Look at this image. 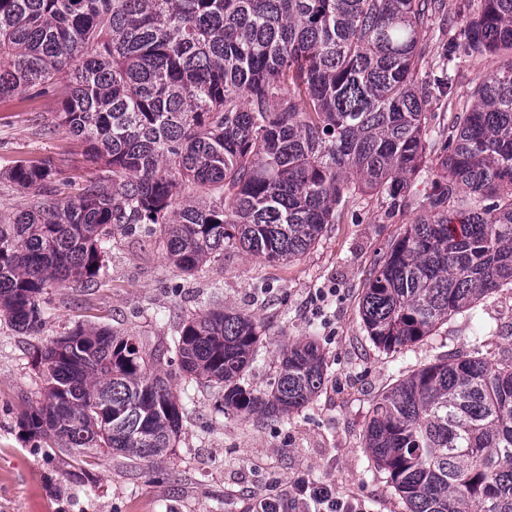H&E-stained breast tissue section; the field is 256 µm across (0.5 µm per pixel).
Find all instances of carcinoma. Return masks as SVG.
<instances>
[{
    "label": "carcinoma",
    "mask_w": 512,
    "mask_h": 512,
    "mask_svg": "<svg viewBox=\"0 0 512 512\" xmlns=\"http://www.w3.org/2000/svg\"><path fill=\"white\" fill-rule=\"evenodd\" d=\"M441 0H0V98L65 92L54 128L104 175L74 197L48 161L5 176L32 192L0 215V317L37 332L49 290L97 288L120 230L155 236L191 275L224 250L292 261L360 195L394 206L424 167L428 106L453 101L447 68L420 76ZM448 59L500 57L440 142L429 214L405 225L369 273L360 314L386 352L431 336L512 288V0H480ZM258 322L206 309L164 349L77 326L34 349L41 399L31 437L78 454L155 459L175 447L187 402L162 367L223 391V409L287 416L322 391L313 341L282 349L271 390L240 383ZM366 448L406 512H512V356L410 369L376 400Z\"/></svg>",
    "instance_id": "1"
}]
</instances>
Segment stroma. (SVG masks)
<instances>
[{
  "mask_svg": "<svg viewBox=\"0 0 512 512\" xmlns=\"http://www.w3.org/2000/svg\"><path fill=\"white\" fill-rule=\"evenodd\" d=\"M472 15L464 0H443L425 38L423 70L432 69L449 34ZM58 107L55 94L0 98V170L16 160L49 159L57 182L73 194L98 170L64 131L45 133ZM424 193V184L414 183L393 209L380 197H359L351 215L327 225L319 242L294 261L270 264L228 250L223 261L191 276L169 262L155 238L119 235L110 244L105 283L53 290L38 334L16 332L0 320V512H248L253 498L289 489L301 476L333 484L363 512H405L364 446L373 402L412 366L471 353L474 336L484 335L480 350L488 360L512 349L507 288L401 351L369 341L360 316L362 288L404 225L424 215ZM323 291L328 297L322 301ZM206 306L260 322L258 355L243 379L248 389L269 391L282 347L312 340L326 360L322 392L285 417H243L220 412L218 389L190 383L172 363L174 388L192 387L195 398L175 448L161 460L108 453L79 463L69 451L22 431L18 416L41 387L34 347L80 324H105L152 349Z\"/></svg>",
  "mask_w": 512,
  "mask_h": 512,
  "instance_id": "obj_1",
  "label": "stroma"
}]
</instances>
